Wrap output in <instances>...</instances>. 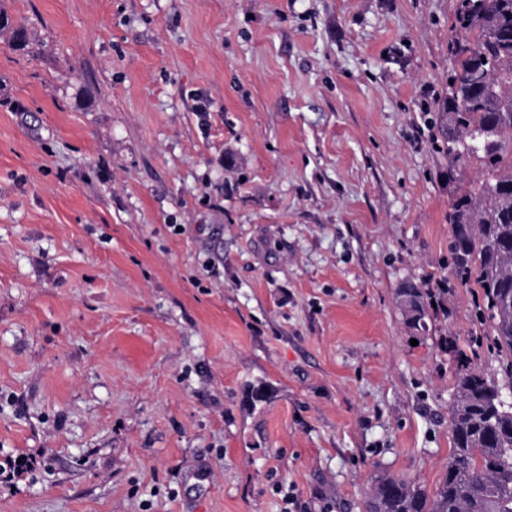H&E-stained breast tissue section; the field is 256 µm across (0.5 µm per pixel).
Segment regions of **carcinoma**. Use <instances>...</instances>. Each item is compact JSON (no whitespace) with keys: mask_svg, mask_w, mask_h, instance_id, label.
Wrapping results in <instances>:
<instances>
[{"mask_svg":"<svg viewBox=\"0 0 512 512\" xmlns=\"http://www.w3.org/2000/svg\"><path fill=\"white\" fill-rule=\"evenodd\" d=\"M450 44L455 68L438 120L441 151L451 167L477 163L481 177L453 194L450 224L454 279L482 291L480 318L489 322L495 349L512 375V0H459ZM0 31L19 51L31 48L28 27L0 11ZM405 283L399 297L421 304L407 317L415 329L437 295ZM460 372L450 407L452 450L433 493L403 477L379 474L366 512H512V408L499 403L498 386L459 355Z\"/></svg>","mask_w":512,"mask_h":512,"instance_id":"1","label":"carcinoma"}]
</instances>
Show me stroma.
<instances>
[{
  "instance_id": "35a3bbf8",
  "label": "stroma",
  "mask_w": 512,
  "mask_h": 512,
  "mask_svg": "<svg viewBox=\"0 0 512 512\" xmlns=\"http://www.w3.org/2000/svg\"><path fill=\"white\" fill-rule=\"evenodd\" d=\"M457 0H0V512H365L434 491L458 355L434 115ZM263 390L258 402L253 390ZM294 506H287V496ZM0 31L10 33L11 45L14 49L30 52L32 39L24 23L15 22L8 14L0 11ZM443 288H437V291H429L428 293H423L420 288H418L415 284L411 282H406L399 290V298L406 297L410 301H417L421 304L422 307V315L418 318H413L411 315L409 316L407 313V322L409 325L414 327L415 329H425L426 322L425 318L428 316V308H431L432 302L438 303V299L436 295H440L448 288H451V283L449 280H446L443 285ZM18 459H21V463H18ZM37 464L36 458L33 457L20 456L8 459L3 465H0L1 483H13L16 477L34 471Z\"/></svg>"
}]
</instances>
